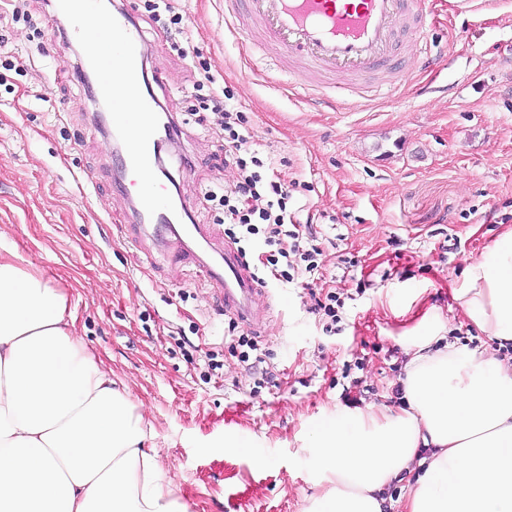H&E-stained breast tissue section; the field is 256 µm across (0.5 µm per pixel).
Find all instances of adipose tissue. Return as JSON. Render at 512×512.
<instances>
[{
  "label": "adipose tissue",
  "mask_w": 512,
  "mask_h": 512,
  "mask_svg": "<svg viewBox=\"0 0 512 512\" xmlns=\"http://www.w3.org/2000/svg\"><path fill=\"white\" fill-rule=\"evenodd\" d=\"M454 299L512 343V228L470 264ZM64 296L0 263V512H186L146 423L73 333ZM425 314L403 344L398 410L318 422L308 454L328 490L311 512H386L414 477L406 512H512V364L450 341Z\"/></svg>",
  "instance_id": "ef3b65f1"
}]
</instances>
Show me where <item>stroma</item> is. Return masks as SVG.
Wrapping results in <instances>:
<instances>
[{
	"instance_id": "1",
	"label": "stroma",
	"mask_w": 512,
	"mask_h": 512,
	"mask_svg": "<svg viewBox=\"0 0 512 512\" xmlns=\"http://www.w3.org/2000/svg\"><path fill=\"white\" fill-rule=\"evenodd\" d=\"M123 2L141 17L161 101L183 121L177 151L192 166L176 180L197 222L216 221L206 189L237 176L192 113L204 60L290 189L319 266L268 286L260 363L229 352V318L209 286L191 272L171 283L163 255L123 239L113 147L89 124L94 106L70 74L77 49L51 23L52 0H29L17 19L13 0H0V258L50 276L75 335L143 414L188 512H309L325 490L306 452L314 425L340 406L399 408L400 338L421 314L450 320L468 349L498 347L452 290L512 227V0L459 14L437 2L427 41L447 50L445 65L419 70L409 41L387 94L362 88L336 110L247 37L241 0H176L186 35L175 43L141 0ZM89 169L95 183L81 185ZM336 290L334 323L312 306ZM228 437L245 450L225 448Z\"/></svg>"
}]
</instances>
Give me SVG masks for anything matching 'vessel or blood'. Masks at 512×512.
Instances as JSON below:
<instances>
[{"label":"vessel or blood","instance_id":"b4317fda","mask_svg":"<svg viewBox=\"0 0 512 512\" xmlns=\"http://www.w3.org/2000/svg\"><path fill=\"white\" fill-rule=\"evenodd\" d=\"M245 2L254 32L294 61L289 74L297 84L313 91L318 78L335 76L345 93L361 85L380 92L376 74L400 73L396 36L406 31L422 38L430 8V0H359L350 8L335 0ZM54 7L67 34L89 48L73 72L103 110V134L120 169L122 212L137 230L133 244L148 241L163 252L171 279L194 270L223 300L226 313L263 329L265 291L236 248L214 228L196 223L190 205L175 209L166 197L174 180L170 148L182 130L177 115L161 112L156 89L163 79L147 68L149 43L135 14L119 7L99 16L97 0H55Z\"/></svg>","mask_w":512,"mask_h":512}]
</instances>
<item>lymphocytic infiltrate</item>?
<instances>
[{"instance_id":"lymphocytic-infiltrate-1","label":"lymphocytic infiltrate","mask_w":512,"mask_h":512,"mask_svg":"<svg viewBox=\"0 0 512 512\" xmlns=\"http://www.w3.org/2000/svg\"><path fill=\"white\" fill-rule=\"evenodd\" d=\"M201 77L195 83L202 91L205 108L211 109L215 134L224 148L225 163L238 170L235 182L206 192L207 201L224 211V234L233 244H248L257 262L253 275L260 286L269 280L290 281L293 275L317 269L318 247H304L303 227L288 210L289 191L280 181L260 173L263 160L243 132V112L230 109V91L211 92L216 79L208 63H201Z\"/></svg>"}]
</instances>
